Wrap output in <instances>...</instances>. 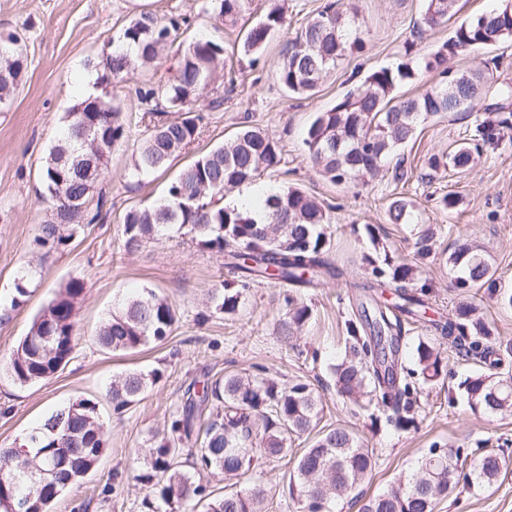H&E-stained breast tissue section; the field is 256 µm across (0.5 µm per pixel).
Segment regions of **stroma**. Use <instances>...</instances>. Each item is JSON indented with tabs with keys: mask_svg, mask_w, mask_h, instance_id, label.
Segmentation results:
<instances>
[{
	"mask_svg": "<svg viewBox=\"0 0 512 512\" xmlns=\"http://www.w3.org/2000/svg\"><path fill=\"white\" fill-rule=\"evenodd\" d=\"M329 0H284L285 25L268 42L259 62L239 48L240 29L260 19L267 0H250L237 29H217L209 0H0V33L24 36L27 68L24 83L10 106L0 109V446L18 445L32 426L69 402L98 403L107 448L96 467L55 501L54 512H140L146 493L134 481L146 469V451L169 436L171 414L196 381L229 372L265 369L280 381H307L319 396V428L339 424L356 432L372 448L376 468L361 486L363 497L384 490L399 475L413 471L428 448H486L512 457V414L473 412L458 385L483 365L441 336L437 324L455 315L460 302L477 306L491 334L487 345L512 342V307L486 289L455 287L457 273L448 256L462 239L483 244L502 287L512 289V139L476 154L465 171L450 167L429 173L426 160L452 151L466 137L474 117L466 112L435 117L421 124L400 150L407 173L365 176L355 184H336L313 164L303 143L315 113L331 108L374 70L397 64L406 55L421 57L447 41L452 27L417 28L426 0H340L357 16L360 50L341 60L310 96L289 94L275 68L287 43ZM180 20L181 38L219 34L225 69L191 106L199 117L198 137L188 153L176 156L163 173L138 176L130 163L145 135L144 106L134 90L169 76L170 57L137 68L123 78L99 81L98 63L122 28L141 11ZM499 57L494 73L512 83V41L475 49L451 59V72L483 69ZM96 77L99 94L115 99L122 110L125 139L113 147L102 182L85 205V224L59 248L36 243L42 224L52 218L44 198L42 170L50 148L68 125V114L83 99L85 77ZM264 129L281 149L275 170L257 182L273 191L297 187L328 207L324 231L331 242L329 259L345 273L311 290L297 291L312 318L291 342L277 333L287 307L285 287L259 283L244 291L235 315L215 311L210 296L221 281V254L200 248L186 230L171 226L163 239L127 251L120 234L125 212L148 207L166 193L169 182L193 156L218 146L240 126ZM458 197L448 212L436 201ZM407 200L414 224H393L388 207ZM429 232L430 251L419 256V232ZM391 255L395 262H417L414 282L426 294L424 312L404 323L401 362L416 390L419 425L399 431L389 425L383 407L364 410L337 396L332 366L344 354L345 322L355 304L349 281L370 277V259ZM86 289L77 304V345L70 361L52 378L30 385L13 380L8 359L38 312L70 280ZM28 294L18 297L17 285ZM154 289L176 311L170 336L135 352L107 353L95 341L101 322L141 288ZM439 350L445 366L434 382L424 381L415 355L418 340ZM132 370L158 371L159 382L127 411L112 410V379ZM288 460H265L240 480L239 488L259 485L266 493L265 512H289ZM435 512H512V470L488 487H457Z\"/></svg>",
	"mask_w": 512,
	"mask_h": 512,
	"instance_id": "35a3bbf8",
	"label": "stroma"
}]
</instances>
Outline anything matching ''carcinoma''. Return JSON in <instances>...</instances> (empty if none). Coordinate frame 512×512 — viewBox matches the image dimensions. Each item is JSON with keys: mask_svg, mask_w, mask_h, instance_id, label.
Returning a JSON list of instances; mask_svg holds the SVG:
<instances>
[{"mask_svg": "<svg viewBox=\"0 0 512 512\" xmlns=\"http://www.w3.org/2000/svg\"><path fill=\"white\" fill-rule=\"evenodd\" d=\"M458 0H427L421 24L430 28L448 23L457 13ZM248 0H210L216 22L234 27ZM285 23L284 6L275 3L249 27L241 43L245 56L257 62L266 44ZM355 19L330 3L288 43L278 63L276 77L288 92L307 95L347 54L360 49L353 34ZM179 26L151 12H142L124 27L123 49L102 59L106 75L120 78L126 72L154 62L171 48L173 77L135 89L145 104L141 121L147 135L132 154V168L140 176L164 171L169 161L188 149L198 134L196 118H165L167 109L184 110L201 90L203 78L224 61V44L216 39L179 41ZM512 40V0L457 23L447 41L434 52L396 67L371 72L333 107L316 113L304 139L315 165L334 183L351 184L393 166L394 179L404 177L400 149L426 120L443 112H470L484 98L483 116L475 118L469 141L449 157L432 155L428 168L436 172L450 165L468 168L474 154L496 146L501 134L512 130V86L492 88L490 73L470 72L461 84L448 70V59L469 50L490 48ZM21 38L0 41V107L9 106L25 78ZM438 73L443 77L423 94L398 97L401 81L416 75ZM97 140L99 155L125 137L121 107L108 97L80 103L69 113L67 135L49 151L42 178L52 203L54 220L42 225L41 246L66 244L79 229L82 216L71 202L83 206L98 184L74 167L83 153L85 138ZM281 161L278 143L263 129L245 126L223 144L196 156L170 181L162 200L148 208H132L123 218L124 247L133 251L161 236L166 227H189L197 245L224 256L223 279L212 300L220 312L233 315L243 290L264 280L283 286L316 288L343 271L326 259L330 242L323 231L328 223L324 208L298 188L289 187L265 200V216L225 203L229 188L252 182L261 172ZM411 208L402 198L388 209L393 224H406ZM461 271L458 288H485L508 305L512 294L497 288V278L477 245L464 243L449 256ZM416 270L406 263L384 258V267L373 271L374 280L357 288L393 290L394 302L361 305L358 317L348 321L346 351L333 366L336 395L358 406L376 403L391 407L388 422L397 429L415 426L412 385L400 377L398 359L385 357L390 344L398 352L401 315L414 314L424 301L409 293ZM85 283L72 280L34 318L8 362L13 378L21 384L54 376L71 358L76 346L74 316ZM288 311L278 324L284 339L294 336L311 318L308 305L285 298ZM176 321L174 308L155 291L144 288L127 299L100 325L96 341L106 352H134L150 343H161ZM448 336H487L483 322L472 318L468 307L441 326ZM420 374L434 380L443 373L440 355L428 340L415 348ZM159 373L134 370L112 380L109 396L113 411L122 413L158 382ZM463 396L474 412L496 415L512 412V376L493 380L476 374L462 383ZM319 397L311 385L298 380L279 384L259 376L227 373L201 388L186 392L172 415L171 438L149 449V468L136 475L147 486L142 512H262L265 490H230L214 494L208 484L195 479L203 473L237 477L248 473L262 459L288 456V440L311 434L317 427ZM31 448L22 455L14 448H0V512H12L22 498L31 499L32 512H51L52 502L71 484L83 478L107 448L96 403L82 399L52 413L24 438ZM193 444L181 461V444ZM376 465L373 450L351 430L337 426L317 434L297 456L288 474L289 506L294 512H333L339 499L358 498L357 490ZM509 468V461L489 451L474 458L469 467L460 463V449H428L415 470L393 481L366 500L359 512H434L437 502L463 484L482 487Z\"/></svg>", "mask_w": 512, "mask_h": 512, "instance_id": "carcinoma-1", "label": "carcinoma"}]
</instances>
